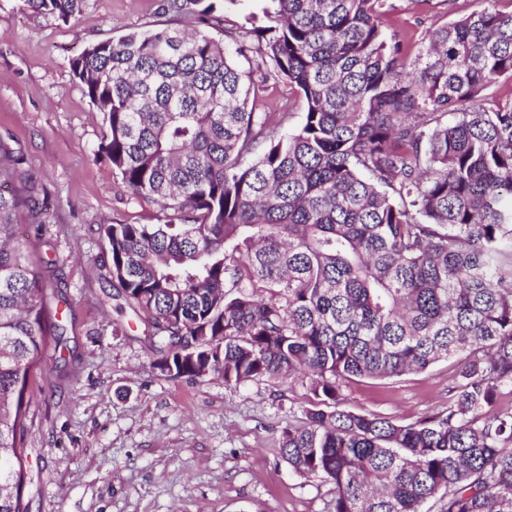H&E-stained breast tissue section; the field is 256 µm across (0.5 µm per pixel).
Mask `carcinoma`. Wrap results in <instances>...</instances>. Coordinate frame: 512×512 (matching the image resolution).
I'll return each instance as SVG.
<instances>
[{
  "mask_svg": "<svg viewBox=\"0 0 512 512\" xmlns=\"http://www.w3.org/2000/svg\"><path fill=\"white\" fill-rule=\"evenodd\" d=\"M64 22L85 0H22ZM178 17L87 47L72 72L106 130L97 155L155 224H103L112 278L174 378L237 388L302 376L290 469L331 512H512V10L455 18L408 58L392 0H269L251 30L265 78L304 104L249 107L252 74L206 31L240 0H168ZM22 157L0 141V484L24 487L29 380L64 343ZM451 364L448 404L411 423L341 404L353 378ZM0 512H29L0 490Z\"/></svg>",
  "mask_w": 512,
  "mask_h": 512,
  "instance_id": "carcinoma-1",
  "label": "carcinoma"
}]
</instances>
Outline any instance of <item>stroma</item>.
I'll return each mask as SVG.
<instances>
[{
	"instance_id": "35a3bbf8",
	"label": "stroma",
	"mask_w": 512,
	"mask_h": 512,
	"mask_svg": "<svg viewBox=\"0 0 512 512\" xmlns=\"http://www.w3.org/2000/svg\"><path fill=\"white\" fill-rule=\"evenodd\" d=\"M387 33L416 56L428 31L484 0H397ZM167 0H85L75 20L0 0V140L20 151L45 221L23 224L68 305L67 342L32 379L25 445L30 512H328L330 484L295 474L279 452L302 424L300 378L232 388L222 377L173 378L126 303L103 224H152L157 205L132 196L95 158L102 113L71 70L89 45L172 19ZM449 364L398 378L355 379L343 403L408 423L448 400Z\"/></svg>"
}]
</instances>
